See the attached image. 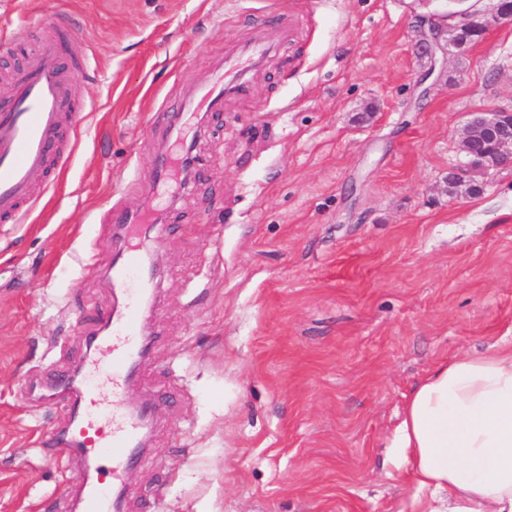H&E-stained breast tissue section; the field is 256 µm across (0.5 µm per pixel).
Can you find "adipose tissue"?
<instances>
[{"mask_svg":"<svg viewBox=\"0 0 512 512\" xmlns=\"http://www.w3.org/2000/svg\"><path fill=\"white\" fill-rule=\"evenodd\" d=\"M404 512H512V344L435 365L388 441Z\"/></svg>","mask_w":512,"mask_h":512,"instance_id":"ef3b65f1","label":"adipose tissue"}]
</instances>
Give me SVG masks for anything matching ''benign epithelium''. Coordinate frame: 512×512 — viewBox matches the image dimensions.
<instances>
[{"instance_id":"1","label":"benign epithelium","mask_w":512,"mask_h":512,"mask_svg":"<svg viewBox=\"0 0 512 512\" xmlns=\"http://www.w3.org/2000/svg\"><path fill=\"white\" fill-rule=\"evenodd\" d=\"M475 10H448L443 14L425 13L415 16L418 57L429 62L423 79L434 75L437 54L445 53L443 44L465 34L483 36L490 22L512 21V0H495L491 18L476 19ZM468 162L463 174H486L512 164V109L495 108L477 112L468 122L461 141Z\"/></svg>"}]
</instances>
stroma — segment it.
Here are the masks:
<instances>
[{
    "instance_id": "1",
    "label": "stroma",
    "mask_w": 512,
    "mask_h": 512,
    "mask_svg": "<svg viewBox=\"0 0 512 512\" xmlns=\"http://www.w3.org/2000/svg\"><path fill=\"white\" fill-rule=\"evenodd\" d=\"M446 0H0V70L72 20L82 111L28 220L0 225V512H81L46 447L112 308L119 197L136 213L190 113L195 179L161 204L150 349L126 404L165 395L120 512H403L385 443L438 362L512 340V165L453 184L471 113L512 106V24L449 48L429 93L413 22Z\"/></svg>"
}]
</instances>
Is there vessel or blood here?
Listing matches in <instances>:
<instances>
[{
	"label": "vessel or blood",
	"mask_w": 512,
	"mask_h": 512,
	"mask_svg": "<svg viewBox=\"0 0 512 512\" xmlns=\"http://www.w3.org/2000/svg\"><path fill=\"white\" fill-rule=\"evenodd\" d=\"M81 72L80 64L65 60L57 34L38 41L28 59L26 69L14 79V89L7 107L0 109V223H24L34 206L32 195L35 176L46 170L64 125H77L79 113L72 100V86ZM178 150L157 158L159 179L142 187L145 197L162 199L176 178ZM125 230L119 249L122 262L112 270V290L119 304L107 313L105 321L111 335L102 337V349L112 357V424H99L93 416L94 398L91 393L78 392L68 401L70 424L56 438L55 447L79 453L85 461L97 455L110 456V473L119 477L137 459L142 445V430L149 418L145 408L127 409L124 400L129 371L138 360L142 344L135 314L140 305L131 300V288L147 293L150 283L140 279L132 283V272L142 270V244L139 227L132 224L121 203L108 210ZM85 512H112V500L99 484L82 489Z\"/></svg>",
	"instance_id": "b4317fda"
}]
</instances>
